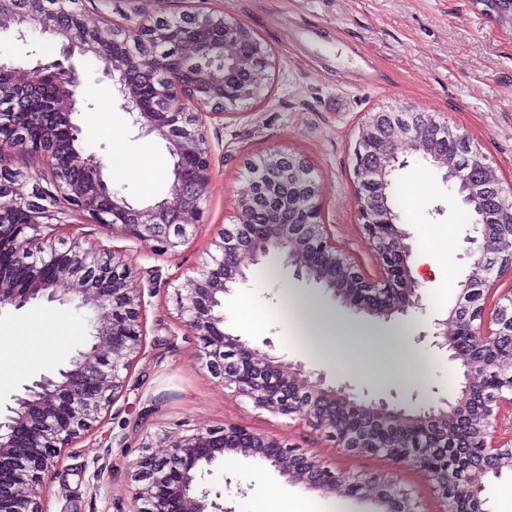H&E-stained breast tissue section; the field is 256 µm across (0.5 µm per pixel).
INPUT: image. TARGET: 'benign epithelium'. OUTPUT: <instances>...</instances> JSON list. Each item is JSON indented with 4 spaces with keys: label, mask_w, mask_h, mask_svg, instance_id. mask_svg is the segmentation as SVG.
<instances>
[{
    "label": "benign epithelium",
    "mask_w": 512,
    "mask_h": 512,
    "mask_svg": "<svg viewBox=\"0 0 512 512\" xmlns=\"http://www.w3.org/2000/svg\"><path fill=\"white\" fill-rule=\"evenodd\" d=\"M63 0H24L20 9L0 6V31L23 39L38 32L60 45V57L33 66L0 60V70L15 74L11 87L0 86V124L16 128L13 139L0 142V154L16 157L41 154L52 181L71 209L88 213L114 234L140 241L152 240L162 254H175L203 226L212 175L206 146L207 120L235 114L258 101V75L273 61L267 48L243 22L211 13L182 16L180 47L171 64L168 47L174 30L167 18L131 25L112 23V40L125 51L112 55L106 75L119 74L120 92L129 114L147 134L166 141L173 159L170 197L135 207L124 197L112 196L108 208L100 201L109 196L103 164L80 144L79 127L72 121L79 112L80 74L70 59L74 52L103 55L100 25L103 16H88L78 30L47 20ZM58 77L57 91L42 106L27 90L43 72ZM391 112L364 114L355 141L352 163L357 177L355 202L365 242L382 261L381 276L365 277L336 247L325 222L320 186L311 167L284 151L265 155L262 165L250 167L247 187L241 192L235 219L224 225L207 253L199 275L177 287L178 316L200 343L199 360L215 377L234 386L236 394L254 407L290 417L305 412L312 429L353 453L384 456L394 464L415 466L433 483L445 512H457L460 496L474 500L477 512L485 499V486L475 484L469 471H450L437 460L438 450L454 446L455 428L473 427L475 457L492 463L494 473L512 469V435L499 436L502 408L512 409V344L502 345L512 332V295L490 309L485 288L493 274L512 270V232L491 234L486 224L483 193L474 185L486 184L497 206L496 220L512 223V190L507 192L492 174L481 145L439 113L422 126L414 114L392 121ZM69 132V167L56 162V127ZM41 129L33 142L29 129ZM398 130L400 140L419 151L424 134L461 138L471 161L460 165L440 155L433 164L444 180L466 192L465 202L474 215L472 274L460 283L461 292L449 318L434 320V345L450 351L459 362L464 382L457 393L422 406L371 398L345 385L327 381L324 373L301 362L286 361L228 333L224 329V295L247 280L242 258L251 263L273 255L294 268L297 280L315 284L335 301L357 314L389 321L425 313L421 283L412 272L413 245L409 234L388 208L384 195L394 171L406 160L398 149L381 151L384 135ZM0 178V214L28 206L24 224H0V307L18 309L33 300H67L74 280L81 306L91 314L95 342L77 351L58 376L42 375L15 398L9 414L0 418V512H43L45 478L58 464L62 450L101 423L102 412L123 392L132 363L144 349L141 290L131 262L122 254H93L81 249L73 236L60 246L40 237L39 218L48 206L34 201L42 196L35 183L25 190L28 176L16 169ZM471 311L464 325L471 343L490 351L476 362L459 350V318ZM455 328L448 330V323ZM505 376L499 387L482 396V407L470 415L467 399L472 389L485 390L488 374ZM167 453L141 457L133 474L137 512H224L203 485L211 466L230 452L259 457L289 480L321 495L369 497L384 512H418L408 490L394 476L366 472L344 474L331 470L315 454L290 447L278 439L228 424L196 428L177 438H164Z\"/></svg>",
    "instance_id": "7a95c632"
}]
</instances>
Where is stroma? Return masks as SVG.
Masks as SVG:
<instances>
[{"instance_id": "stroma-1", "label": "stroma", "mask_w": 512, "mask_h": 512, "mask_svg": "<svg viewBox=\"0 0 512 512\" xmlns=\"http://www.w3.org/2000/svg\"><path fill=\"white\" fill-rule=\"evenodd\" d=\"M79 7L132 23L198 11L235 18L269 47L276 67L267 77V96L250 104L245 115L209 121L213 170L206 225L177 254L157 255L152 242L114 235L64 201L50 203L53 216L43 234L64 237L75 224L83 248L119 250L131 261L142 288L145 340L125 391L104 412L101 425L64 449L50 472L46 512H134L132 475L144 443L158 434L230 423L313 449L340 470L395 471L420 512H443L431 482L417 468L398 469L382 457L344 452L317 436L305 419L255 408L213 377L197 359L196 337L177 324L174 287L195 275L212 240L232 223L247 163L276 149L309 161L338 249L368 277H378L379 260L359 227L352 152L363 114L379 108L447 116L482 145L498 180L511 186L512 21L490 18L475 0H80ZM305 29L314 30L317 44L301 39ZM80 67L83 85L74 122L82 125L89 112H109L131 162L113 166L110 140L84 129L83 148L101 159L108 184L130 203L145 206L167 197L171 165L149 181L134 163L149 153L168 157L165 140L144 135L134 124L118 82L101 72L96 58L81 59ZM403 157L406 165L393 179L408 206L402 227L414 245L413 270L426 314L385 323L352 313L317 286L296 280L292 269L272 256L264 261L275 270L272 278L248 277L225 295V330L259 347L271 344L273 354L325 372L340 387L377 395L394 391L406 399L439 398L457 389L462 372L448 352L434 346L433 321L448 317L457 283L472 271L467 238L473 217L438 169L411 151ZM446 225L454 229L450 248L429 249ZM295 296L316 301L332 321L336 335L326 353L301 346L295 326L282 318V302ZM246 305L263 313L251 327L238 320ZM93 334L75 297L0 307V339H20L19 351L10 357L28 362L20 371H0V411L33 380L68 367ZM206 484L226 512H260L273 492L307 500L316 512L377 510L368 498L319 496L268 463L240 454L214 467Z\"/></svg>"}]
</instances>
